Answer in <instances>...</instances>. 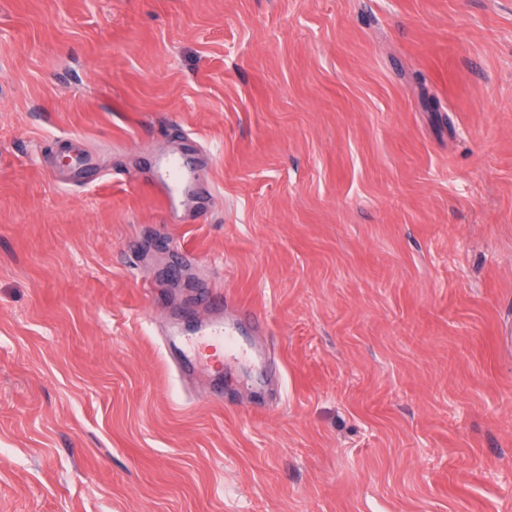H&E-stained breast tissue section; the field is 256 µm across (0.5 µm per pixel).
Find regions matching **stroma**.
I'll list each match as a JSON object with an SVG mask.
<instances>
[{
	"label": "stroma",
	"instance_id": "obj_1",
	"mask_svg": "<svg viewBox=\"0 0 512 512\" xmlns=\"http://www.w3.org/2000/svg\"><path fill=\"white\" fill-rule=\"evenodd\" d=\"M0 512H512V0H0ZM154 186L158 190L166 212L173 209L179 193L190 188L206 186L200 172L175 154L158 159ZM205 298L213 310L207 318L198 322L194 334L183 338L181 330H178L173 337L163 339V347L167 354L173 352L180 363L204 370L208 362L200 352L202 345L215 350L217 348L224 350V357L227 360L247 355L244 349H237L234 341L236 319H224V307L225 310L229 308L227 297L211 288L205 293Z\"/></svg>",
	"mask_w": 512,
	"mask_h": 512
}]
</instances>
